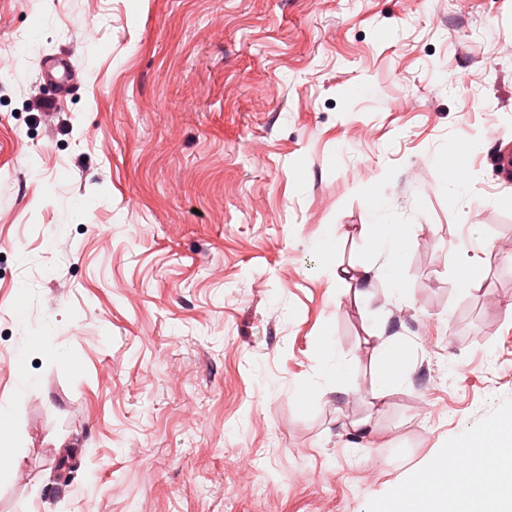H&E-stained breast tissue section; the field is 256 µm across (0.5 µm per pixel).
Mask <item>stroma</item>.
<instances>
[{
    "label": "stroma",
    "mask_w": 512,
    "mask_h": 512,
    "mask_svg": "<svg viewBox=\"0 0 512 512\" xmlns=\"http://www.w3.org/2000/svg\"><path fill=\"white\" fill-rule=\"evenodd\" d=\"M504 154L512 0H0V512H384L487 442ZM70 58H60L50 71V76L57 86V98H63L68 94L69 75L74 70ZM373 237L375 240V249L378 253L384 254L387 259L385 265L376 266L375 264H363L354 268L352 271L342 269L341 272L354 282L355 298L362 302L369 296L368 288H372L376 280L384 276H389L395 265L400 252L403 251V239L397 233L395 224L387 221H381L372 224ZM0 456H6L16 463L20 458L18 433L15 424V412L12 404L0 403ZM4 426V429H2Z\"/></svg>",
    "instance_id": "35a3bbf8"
}]
</instances>
